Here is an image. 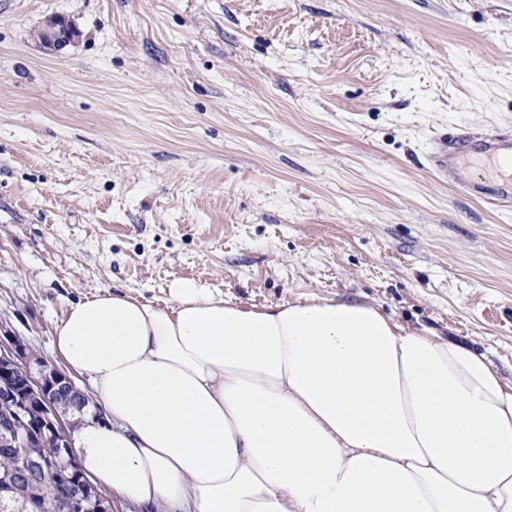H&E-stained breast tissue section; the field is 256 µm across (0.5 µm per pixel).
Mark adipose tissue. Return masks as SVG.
<instances>
[{
  "label": "adipose tissue",
  "instance_id": "obj_1",
  "mask_svg": "<svg viewBox=\"0 0 512 512\" xmlns=\"http://www.w3.org/2000/svg\"><path fill=\"white\" fill-rule=\"evenodd\" d=\"M54 344L107 412L83 470L155 512H512V379L373 305L178 280L71 304Z\"/></svg>",
  "mask_w": 512,
  "mask_h": 512
}]
</instances>
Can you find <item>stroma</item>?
<instances>
[{
  "label": "stroma",
  "instance_id": "35a3bbf8",
  "mask_svg": "<svg viewBox=\"0 0 512 512\" xmlns=\"http://www.w3.org/2000/svg\"><path fill=\"white\" fill-rule=\"evenodd\" d=\"M485 129L512 0H0V336L62 369L70 304L193 279L371 304L512 379V213L428 162ZM63 30L67 31V38L62 41L60 38H57V33L62 32ZM75 30L72 22L64 17V16H55L53 18L48 19L45 22V25L42 29L43 34L45 35V39L42 40L43 34L38 29L35 33V38L37 41H41L40 44L49 50L60 51L64 47L70 44L72 39H70V31Z\"/></svg>",
  "mask_w": 512,
  "mask_h": 512
}]
</instances>
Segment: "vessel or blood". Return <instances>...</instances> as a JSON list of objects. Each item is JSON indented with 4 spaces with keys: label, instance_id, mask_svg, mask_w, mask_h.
<instances>
[{
    "label": "vessel or blood",
    "instance_id": "vessel-or-blood-1",
    "mask_svg": "<svg viewBox=\"0 0 512 512\" xmlns=\"http://www.w3.org/2000/svg\"><path fill=\"white\" fill-rule=\"evenodd\" d=\"M469 159L479 160L483 165L484 182H475L466 173L464 163ZM506 159L512 161V136L464 133L436 139L430 165L439 174L451 177L462 191L483 194L507 207L512 205V169L503 168Z\"/></svg>",
    "mask_w": 512,
    "mask_h": 512
}]
</instances>
